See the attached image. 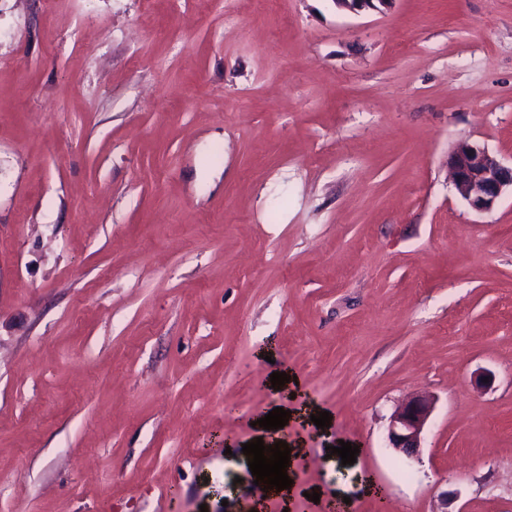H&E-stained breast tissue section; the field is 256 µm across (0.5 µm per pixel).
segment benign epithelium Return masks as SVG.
<instances>
[{
  "instance_id": "1",
  "label": "benign epithelium",
  "mask_w": 512,
  "mask_h": 512,
  "mask_svg": "<svg viewBox=\"0 0 512 512\" xmlns=\"http://www.w3.org/2000/svg\"><path fill=\"white\" fill-rule=\"evenodd\" d=\"M393 0H336L353 13L380 11ZM449 172L457 194L476 212L490 210L505 194H512V163L506 164L489 151L468 141L459 142L449 157ZM434 409V399L417 395L401 404L389 423V442L407 458L418 456L425 426Z\"/></svg>"
}]
</instances>
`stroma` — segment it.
I'll return each mask as SVG.
<instances>
[{
	"label": "stroma",
	"mask_w": 512,
	"mask_h": 512,
	"mask_svg": "<svg viewBox=\"0 0 512 512\" xmlns=\"http://www.w3.org/2000/svg\"><path fill=\"white\" fill-rule=\"evenodd\" d=\"M465 140L512 161V0H0V512H512V197H459ZM283 369L334 421L265 499ZM434 409V399L417 395L401 404L389 423V442L396 451L412 459L420 452L422 435Z\"/></svg>",
	"instance_id": "1"
}]
</instances>
